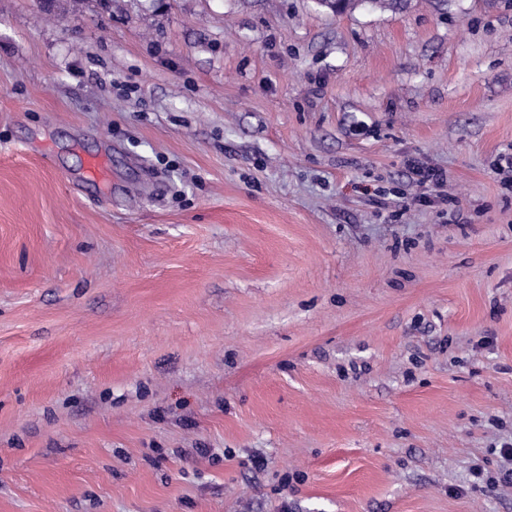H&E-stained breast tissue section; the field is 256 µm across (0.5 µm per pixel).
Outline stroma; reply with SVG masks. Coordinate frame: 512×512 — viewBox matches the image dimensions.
I'll return each instance as SVG.
<instances>
[{
	"instance_id": "35a3bbf8",
	"label": "stroma",
	"mask_w": 512,
	"mask_h": 512,
	"mask_svg": "<svg viewBox=\"0 0 512 512\" xmlns=\"http://www.w3.org/2000/svg\"><path fill=\"white\" fill-rule=\"evenodd\" d=\"M510 146L512 0H0V512H512Z\"/></svg>"
}]
</instances>
